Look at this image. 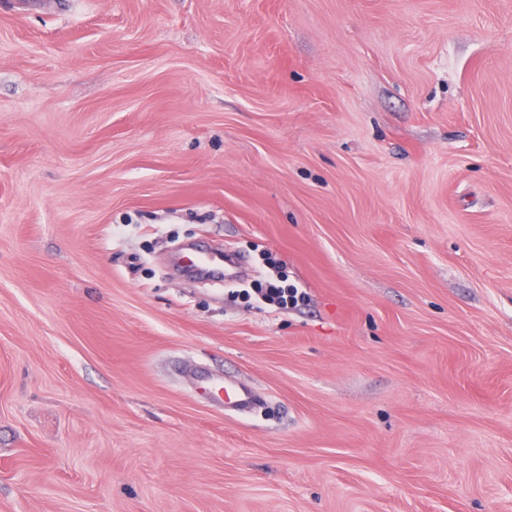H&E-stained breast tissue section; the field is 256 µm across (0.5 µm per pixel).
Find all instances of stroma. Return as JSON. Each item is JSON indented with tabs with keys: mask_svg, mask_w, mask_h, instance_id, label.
<instances>
[{
	"mask_svg": "<svg viewBox=\"0 0 512 512\" xmlns=\"http://www.w3.org/2000/svg\"><path fill=\"white\" fill-rule=\"evenodd\" d=\"M0 512H512V0H0ZM201 257L196 262L187 265L191 269L200 270L216 281H224V284L238 281L242 271H231L229 263L223 259L222 252H200ZM250 290L258 302L273 306L276 310L296 309L308 301L307 292L295 285L284 287L273 282H267L263 287L260 279H255L251 282ZM237 292H244L243 294L249 298L252 295L249 289H241ZM198 381L201 393L212 401L222 403L225 414L241 415L255 401L252 389L243 382L205 374H200Z\"/></svg>",
	"mask_w": 512,
	"mask_h": 512,
	"instance_id": "1",
	"label": "stroma"
}]
</instances>
